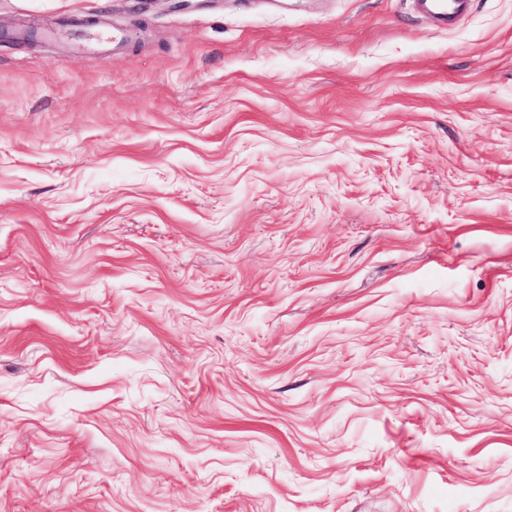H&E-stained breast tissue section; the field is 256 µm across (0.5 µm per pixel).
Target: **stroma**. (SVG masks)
Wrapping results in <instances>:
<instances>
[{
  "instance_id": "obj_1",
  "label": "stroma",
  "mask_w": 512,
  "mask_h": 512,
  "mask_svg": "<svg viewBox=\"0 0 512 512\" xmlns=\"http://www.w3.org/2000/svg\"><path fill=\"white\" fill-rule=\"evenodd\" d=\"M470 2L0 0V512H512V0Z\"/></svg>"
}]
</instances>
